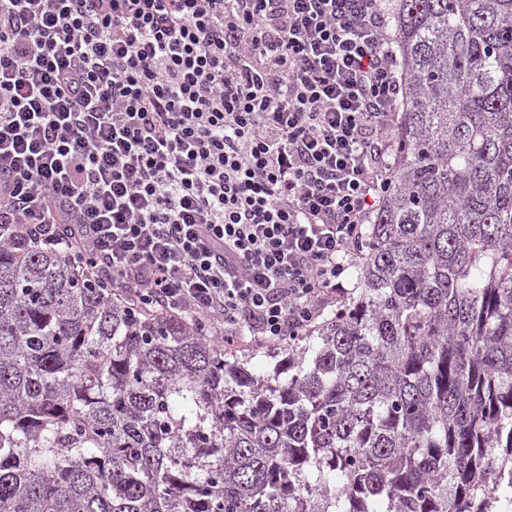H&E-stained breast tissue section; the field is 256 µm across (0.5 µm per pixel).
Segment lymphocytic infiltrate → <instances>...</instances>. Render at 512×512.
I'll list each match as a JSON object with an SVG mask.
<instances>
[{
    "label": "lymphocytic infiltrate",
    "instance_id": "1",
    "mask_svg": "<svg viewBox=\"0 0 512 512\" xmlns=\"http://www.w3.org/2000/svg\"><path fill=\"white\" fill-rule=\"evenodd\" d=\"M379 0H0V224L143 308L278 343L382 202Z\"/></svg>",
    "mask_w": 512,
    "mask_h": 512
}]
</instances>
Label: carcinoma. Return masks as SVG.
Listing matches in <instances>:
<instances>
[{"mask_svg": "<svg viewBox=\"0 0 512 512\" xmlns=\"http://www.w3.org/2000/svg\"><path fill=\"white\" fill-rule=\"evenodd\" d=\"M392 19L357 294L269 372L0 230V512H512V0Z\"/></svg>", "mask_w": 512, "mask_h": 512, "instance_id": "cac0c4a2", "label": "carcinoma"}]
</instances>
